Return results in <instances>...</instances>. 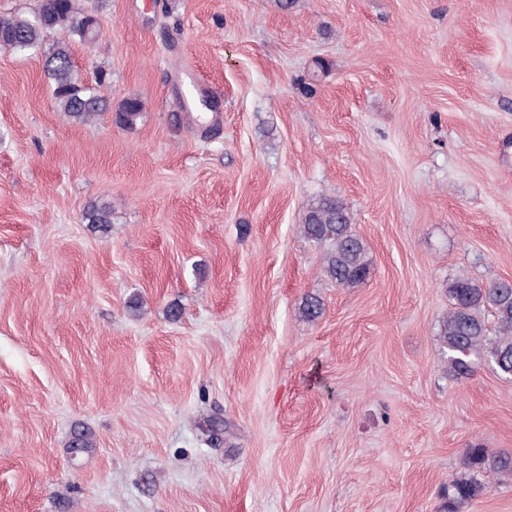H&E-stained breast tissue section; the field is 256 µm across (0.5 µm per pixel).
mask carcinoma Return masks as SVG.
<instances>
[{
  "instance_id": "1",
  "label": "carcinoma",
  "mask_w": 512,
  "mask_h": 512,
  "mask_svg": "<svg viewBox=\"0 0 512 512\" xmlns=\"http://www.w3.org/2000/svg\"><path fill=\"white\" fill-rule=\"evenodd\" d=\"M83 19L76 0H36L30 15L0 14V41L10 51L29 52L42 48L49 34L61 33L45 53V75L57 111L76 124L91 123L110 112L115 124L132 128L142 116L143 101L127 97L112 107L73 62L72 43L89 44L98 37ZM85 220L104 227L112 223V209L93 206L85 212ZM300 232L322 248V272L336 286L353 288L370 278L373 265L368 246L354 233L349 211L336 195L323 194L306 206ZM448 300L450 308L438 333L448 374L464 381L483 365L512 379V282L484 283L460 273L448 283ZM322 313L317 296H305L298 307L299 318L308 323L319 320ZM93 445L91 435L77 428L69 450L80 455ZM504 482L512 483V452L472 445L462 471L448 482L446 512H465L492 485Z\"/></svg>"
}]
</instances>
